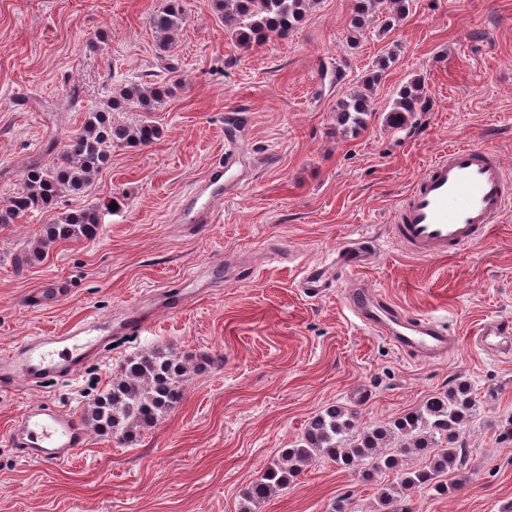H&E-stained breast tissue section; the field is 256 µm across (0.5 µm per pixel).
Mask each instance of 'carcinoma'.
<instances>
[{
	"label": "carcinoma",
	"instance_id": "1",
	"mask_svg": "<svg viewBox=\"0 0 512 512\" xmlns=\"http://www.w3.org/2000/svg\"><path fill=\"white\" fill-rule=\"evenodd\" d=\"M318 0H212L224 22V31L236 44L250 49L274 38H286ZM405 0H354L351 41L356 42L376 14L399 19ZM184 21L181 0H166L152 13L149 25L156 34L157 47L165 52ZM171 87L165 79L138 78L120 82L112 89L106 106L85 112L81 128L68 136L56 161L32 165L21 186L0 203V227L17 224L28 213L48 211L59 198L79 195L91 187L94 177L108 164L112 150L125 146L147 145L160 138L161 129L151 113L161 107ZM425 97L421 85L412 83L398 92L387 115V124L399 128L405 114L420 111ZM116 112H137V120L127 122ZM370 115L369 96L354 91L336 103V121L360 128ZM112 202L62 213L45 225L34 242L16 256L19 265L44 259L58 243L96 237ZM186 368L163 347H153L126 359L112 384L99 393L87 409L86 420L93 428L127 443L182 399ZM475 399L464 382L432 397L416 412L390 422L359 427L354 413L332 406L312 418L292 447L272 460L263 474L240 492L239 512L256 509L275 492L287 487L303 468L319 458L329 459L344 468L362 466L367 470H393L402 458L423 453L427 465L405 473L401 487L383 486L378 499L384 508L397 501L398 489L429 488L439 495L453 488L450 476L457 469V444L460 431L471 417Z\"/></svg>",
	"mask_w": 512,
	"mask_h": 512
}]
</instances>
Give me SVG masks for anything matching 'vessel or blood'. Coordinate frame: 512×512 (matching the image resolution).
Segmentation results:
<instances>
[{
    "label": "vessel or blood",
    "instance_id": "b4317fda",
    "mask_svg": "<svg viewBox=\"0 0 512 512\" xmlns=\"http://www.w3.org/2000/svg\"><path fill=\"white\" fill-rule=\"evenodd\" d=\"M241 184L232 159L213 164L204 188L196 189L182 207L180 222H216L219 202ZM510 211L512 178L498 153L475 145L455 146L440 153L412 183L394 211L391 234L408 254L436 259L482 241L491 225ZM374 255L367 239L351 240L337 249L329 264L308 271L299 286L310 297H320L333 286L335 272L365 267ZM345 307L365 327L379 330L415 357L437 359L451 348V336L434 317L406 313L364 283H355ZM152 323V314L137 309L117 326L111 319L92 316L65 333L24 339L0 350V389L75 377L88 359L110 345L113 330L139 334ZM475 336L483 350L512 354L511 324L491 320L480 325ZM11 440L21 457L56 463L84 444L86 431L71 411L33 406L14 424Z\"/></svg>",
    "mask_w": 512,
    "mask_h": 512
}]
</instances>
